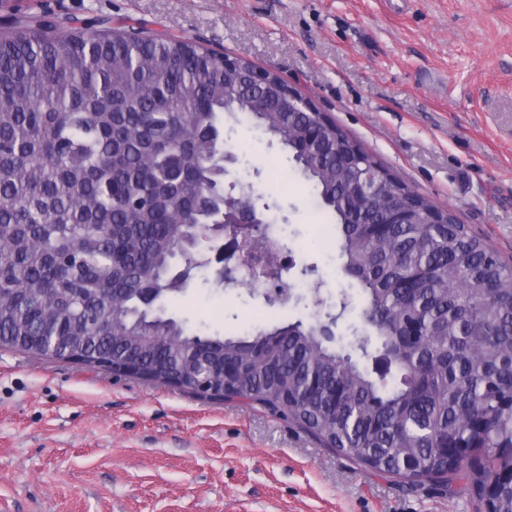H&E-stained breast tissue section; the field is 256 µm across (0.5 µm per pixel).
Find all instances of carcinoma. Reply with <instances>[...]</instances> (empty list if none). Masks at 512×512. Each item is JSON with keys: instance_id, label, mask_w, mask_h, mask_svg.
Returning a JSON list of instances; mask_svg holds the SVG:
<instances>
[{"instance_id": "carcinoma-1", "label": "carcinoma", "mask_w": 512, "mask_h": 512, "mask_svg": "<svg viewBox=\"0 0 512 512\" xmlns=\"http://www.w3.org/2000/svg\"><path fill=\"white\" fill-rule=\"evenodd\" d=\"M22 15L0 29V346L79 352L116 367L143 365L158 378L192 382L198 356L224 353L242 369L216 392L292 418L361 465L446 488H481L512 448V265L428 199L396 180L355 198L357 171L381 167L340 127L308 143L309 112L281 105L274 77L257 85L248 63L224 68L201 43L110 26ZM256 122L292 154L319 202L336 217L344 273L365 300L366 334L352 350L325 345L298 320L243 337L189 334L171 318L141 312L135 289H182L170 267L224 187L221 114ZM398 202L419 224L370 225ZM418 320L411 340L402 324ZM385 359L388 368L360 360ZM481 450L463 465L445 443ZM493 512H512V486Z\"/></svg>"}]
</instances>
